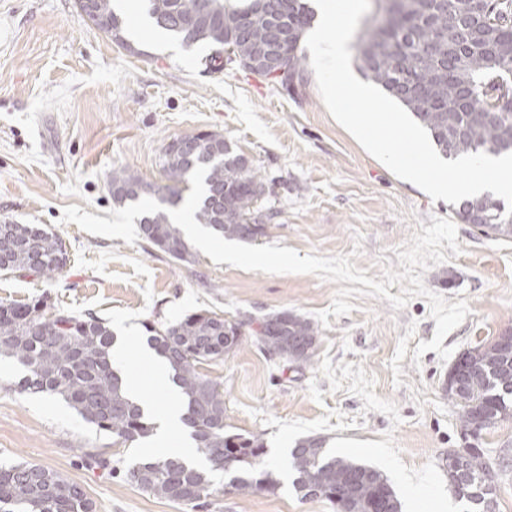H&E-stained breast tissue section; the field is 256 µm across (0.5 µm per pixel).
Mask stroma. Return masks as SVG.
Returning <instances> with one entry per match:
<instances>
[{"label": "stroma", "mask_w": 512, "mask_h": 512, "mask_svg": "<svg viewBox=\"0 0 512 512\" xmlns=\"http://www.w3.org/2000/svg\"><path fill=\"white\" fill-rule=\"evenodd\" d=\"M213 46L143 36L129 47L91 27L74 0H0V224H37L64 242L69 263L52 279L0 273V299L50 294L60 308L106 319L127 336L123 366L143 397L161 409L170 391L151 383L138 352L147 325L162 326L207 310L229 321L260 320L288 310L307 319L330 307L339 286L310 274H267L151 254L144 241L92 235L62 222L64 207L106 217L114 204L108 176L126 167L152 185L164 182V145L199 132L234 144L265 176L259 207L272 210L259 242L321 257L353 254L367 277L400 271L398 247L433 218H452L397 178L337 123L313 69L299 93L229 64L205 61ZM458 255L423 275L448 303L467 300L465 320L444 339L454 353L512 329V239L458 224ZM361 253H354V246ZM350 314L320 327L311 364L269 358L252 339L200 370L224 390L227 432L259 434L265 463L280 473L301 439L325 440L337 455L387 477L402 512H466L442 464L464 447L445 381L450 361L415 357L436 322L426 298L400 310L388 300L354 296ZM18 364L0 363V465L29 462L83 487L95 512H190L129 482L142 442L99 432L66 403L19 392ZM498 473L495 512H512V420L477 442ZM208 512H336L323 499L302 500L288 481L275 494H223L224 474Z\"/></svg>", "instance_id": "35a3bbf8"}]
</instances>
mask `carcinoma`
<instances>
[{
    "label": "carcinoma",
    "instance_id": "cac0c4a2",
    "mask_svg": "<svg viewBox=\"0 0 512 512\" xmlns=\"http://www.w3.org/2000/svg\"><path fill=\"white\" fill-rule=\"evenodd\" d=\"M146 15L167 38L190 46L218 48L210 63L233 51L236 63L252 58L272 26L267 0H249L244 9L224 0H143ZM378 14L362 40L360 54L366 78L399 101L429 131L446 157L472 153H512V112L489 117L487 105L512 87V3L502 0L485 10L483 0H376ZM96 29L122 46L124 20L113 0H75ZM304 18L289 56L287 76L276 81L288 90L304 83L300 41L312 16L306 0H294ZM194 150L168 142L161 163L168 180L153 187L126 168H114L109 189L116 204L157 195L176 204L189 187L196 166L208 167L205 195L195 219L228 239H242L244 217L255 212L257 195L265 191L259 170L218 133L193 135ZM481 212L477 228L512 238V216L489 197L467 201ZM141 239L170 258L194 262L182 229L163 211L141 219ZM15 243L5 273L29 272L46 278L61 273L68 262L62 239L36 224H0V239ZM275 329L257 344L271 357L306 365L312 362L318 328L290 311L266 315ZM253 321H227L206 310L186 315L160 329L151 327L146 343L173 372V381L191 428L197 453L228 475V492L247 496L273 493L279 482L265 468L263 439L229 434L224 429V390L201 374L198 365L221 358L243 342L240 328ZM114 334L91 313L76 314L52 307L44 298L24 304L0 301V358L25 369L20 390L61 397L85 421L123 442L153 434L146 413L129 397L112 361ZM459 385L448 389L458 409L461 432L488 430L512 419V347L493 339L465 350ZM460 469L448 473V484L461 499L494 512L497 472L484 449L457 450ZM292 486L302 499L320 498L338 512H401L400 502L377 469L331 454L319 438L308 437L290 450ZM144 492L193 509H205L215 493L208 472L180 456L144 458L126 472ZM0 512H94V504L77 484L37 464L0 466Z\"/></svg>",
    "mask_w": 512,
    "mask_h": 512
}]
</instances>
